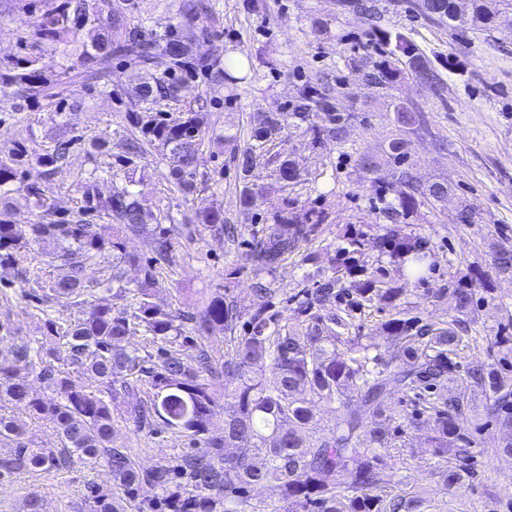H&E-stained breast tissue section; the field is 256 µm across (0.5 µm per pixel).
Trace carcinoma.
<instances>
[{
  "instance_id": "carcinoma-1",
  "label": "carcinoma",
  "mask_w": 512,
  "mask_h": 512,
  "mask_svg": "<svg viewBox=\"0 0 512 512\" xmlns=\"http://www.w3.org/2000/svg\"><path fill=\"white\" fill-rule=\"evenodd\" d=\"M470 0L467 10L457 0H420L419 8L431 20L451 31L493 28L512 22V0ZM207 6L201 0H179L171 30L147 35L129 26L112 12L109 0H52L34 22L35 45L55 49L82 42V63L90 66L112 53L135 63L146 79L130 94L136 105L153 108L179 96L176 74L206 75L216 84L233 82L231 72L253 76L258 71L252 56L221 61L187 42L179 31L198 25ZM380 44L400 64L381 62L366 72L378 85L391 83L399 73L415 75L434 85L436 71L424 54L402 32L377 30ZM0 79L33 97L45 91L48 80L30 52L14 59ZM131 120L139 134L126 135L115 147L117 161L127 169L129 185L103 197L97 177L83 186L85 208L104 213L109 224L36 223L22 231L9 212L11 186L21 151L0 155V268L17 271L25 296L37 304L66 303L82 309L75 319L59 317L44 321L51 346L34 358L23 340L12 345L9 358L0 360V401L25 415L52 425L60 439L58 448H35L26 424L11 415H0V478L35 470L58 472L75 463L100 469L103 479L88 487L80 512H129L135 490L148 486L157 497L146 508L152 512H426L427 492L406 490L381 476L390 449L402 448L403 424L421 419L431 422L428 436L437 459L440 493L460 488L473 475L471 459L476 443L469 433L473 397H483L486 414L512 430V384L497 365L470 362L460 387L451 391L456 379L460 346L477 337L462 316L475 300V289L460 283L448 291L457 315L438 323L420 319L397 309L402 289L392 287L377 275L353 282L364 304L396 309L382 327V349L371 356L353 340H344L351 325L350 314L326 315L325 306L342 295L336 273L318 274L290 297L276 300L270 283L257 279L252 285L256 302L238 335L239 314L222 294L205 300L192 310L178 312L152 300L151 288L157 271L172 261L175 245L158 216L142 203L134 174L147 147L164 152L178 192L194 193V166L199 146L208 132L203 107L188 108L174 118L159 112H133ZM359 121L343 96L315 77L307 80L291 103L261 108L252 121L249 138L235 148L234 159L243 174L239 203L256 204L262 187L248 181L261 166L271 171L283 191L302 177L300 160L285 149L286 139L309 136L314 145L327 141L343 148ZM391 125L395 133L385 153L391 169H381L379 158L356 151V164L366 174L375 194L383 198L393 184L402 187L397 201L384 207L391 224L378 236L385 251L400 258L407 274L421 276L431 266L429 254L410 234L401 232L402 219L421 205L432 208L448 201L453 188L446 182L419 179L410 158V135L425 123L422 113L403 103L392 105ZM68 144L60 142L35 156L48 172L66 160ZM35 208L50 213L54 205L43 197L35 183L22 186ZM198 222L238 241L237 227L224 223V213L203 208ZM323 210L306 209L285 196L283 206L265 218L253 234L251 259L258 273L272 274L291 255L314 245ZM153 226V256L144 261L129 252L125 239ZM337 251L338 267L357 277L363 269L355 255L365 246L363 236H344ZM34 243L52 247L50 255L60 263L61 273L44 286L42 277L28 263ZM112 253V267L99 282L104 293L133 294L129 307H116L101 297L88 304L84 271L103 253ZM496 272L512 274V250L493 251ZM137 266L141 278L128 287L124 268ZM295 304L293 321L284 311ZM142 330L146 344L156 353L140 354L127 346L128 338ZM226 332L224 336L215 330ZM348 342L346 350L338 344ZM224 344V355L215 345ZM38 370V378L56 394L46 400L18 370ZM149 378L151 394L144 395L142 378ZM224 380V396L213 390L212 380ZM398 389L413 399L416 409L404 418L387 411L386 396ZM344 412L330 434L311 439L307 430L319 404H333L342 397ZM138 430L167 431L185 437L195 449L182 453L172 463L142 468L126 448L112 446L115 419ZM375 418L364 425L362 414ZM266 483L280 490L279 504L272 507L251 502L250 489ZM138 506V512H143Z\"/></svg>"
}]
</instances>
